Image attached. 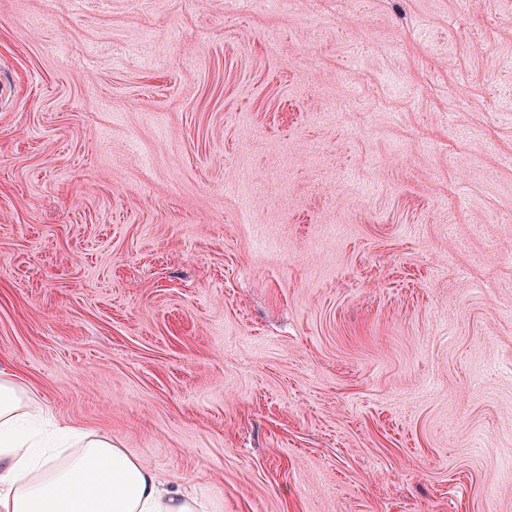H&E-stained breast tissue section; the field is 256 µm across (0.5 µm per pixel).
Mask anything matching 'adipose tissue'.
Here are the masks:
<instances>
[{
    "instance_id": "ef3b65f1",
    "label": "adipose tissue",
    "mask_w": 512,
    "mask_h": 512,
    "mask_svg": "<svg viewBox=\"0 0 512 512\" xmlns=\"http://www.w3.org/2000/svg\"><path fill=\"white\" fill-rule=\"evenodd\" d=\"M42 408L14 370L0 368V512H224L203 489L171 485L111 436L57 428L49 448Z\"/></svg>"
}]
</instances>
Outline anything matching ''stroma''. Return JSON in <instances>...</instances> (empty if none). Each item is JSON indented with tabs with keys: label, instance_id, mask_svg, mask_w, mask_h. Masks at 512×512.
Masks as SVG:
<instances>
[{
	"label": "stroma",
	"instance_id": "35a3bbf8",
	"mask_svg": "<svg viewBox=\"0 0 512 512\" xmlns=\"http://www.w3.org/2000/svg\"><path fill=\"white\" fill-rule=\"evenodd\" d=\"M512 0H0V366L224 512H512Z\"/></svg>",
	"mask_w": 512,
	"mask_h": 512
}]
</instances>
